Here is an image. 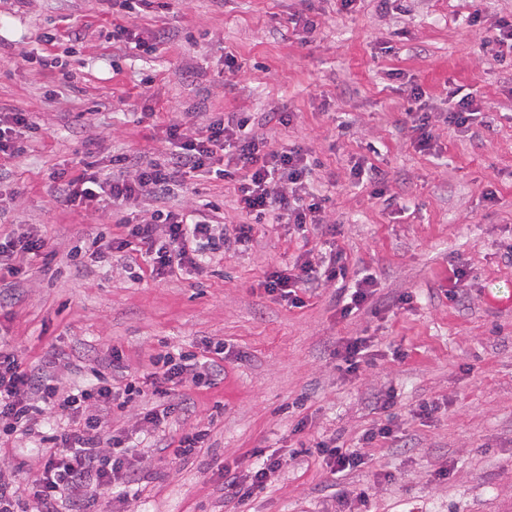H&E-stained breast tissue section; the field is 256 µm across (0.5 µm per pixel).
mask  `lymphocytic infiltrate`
<instances>
[{"label": "lymphocytic infiltrate", "instance_id": "f902f5d3", "mask_svg": "<svg viewBox=\"0 0 512 512\" xmlns=\"http://www.w3.org/2000/svg\"><path fill=\"white\" fill-rule=\"evenodd\" d=\"M248 113L230 118L214 117L202 129L192 130L182 123L166 126L165 135L175 149L162 161L138 163L134 175H123L126 157L113 158L111 173H101L93 152H86L81 175L55 172L59 200L70 209L93 210L103 203L124 207L146 199L164 200L183 182L186 174L212 171L222 162L221 176L239 178L235 207L250 216L277 215L288 223L304 225L323 221L326 197L310 190V165L302 147L281 151L266 150L265 143L249 136ZM39 127L26 112L0 113V157L14 158L25 153L37 139ZM125 235L118 239L92 240L84 254L98 262L112 253L130 248L159 276L175 268L195 266L196 244L201 239L216 240L222 246H247L252 227H226L210 223L201 209L175 211L157 209L147 219L125 221ZM46 248L37 233L0 236V277L17 276L23 266L41 256ZM346 267L336 252L317 261H304L296 273L274 270L267 273L266 291L291 298L293 287L309 286L321 280L345 277ZM203 379L213 376L208 362L189 360L172 365L162 376H150L141 383L114 386L107 379L89 386H74L60 393L46 385L43 377L23 368L15 353L0 349V435H29L44 411L66 412L69 429L43 436L41 473L32 495L13 482L0 479V512H27L28 499H36L43 512H57L60 502L93 503L98 492L126 484L132 461L141 450L137 441L108 432L116 401L131 394H163L165 385L181 383L184 374Z\"/></svg>", "mask_w": 512, "mask_h": 512}]
</instances>
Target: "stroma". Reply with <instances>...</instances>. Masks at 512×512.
I'll return each mask as SVG.
<instances>
[{"instance_id":"obj_1","label":"stroma","mask_w":512,"mask_h":512,"mask_svg":"<svg viewBox=\"0 0 512 512\" xmlns=\"http://www.w3.org/2000/svg\"><path fill=\"white\" fill-rule=\"evenodd\" d=\"M477 12L512 21V0H357L343 13L336 0H169L164 13L137 16L108 0H0V111L31 113L42 133L0 161V233L37 231L48 253L0 281V342L61 391L94 383L112 350L140 378L167 357L224 345L212 382L188 377L164 395L183 407L175 421L151 425L137 397L113 410V430L150 450L125 492L101 499L103 512H512V63L482 50L469 24ZM301 13L317 22L306 39L292 24ZM118 24L171 36L136 51L107 41ZM230 54L241 70H225ZM456 90L482 103L481 122L449 126ZM420 106L434 135L424 151L409 117ZM232 112L251 113L249 132L271 149L303 147L329 198L322 226L252 220L234 208L233 183L202 174L170 206H218L216 221L251 225L247 247L163 277L132 251L73 258L124 226L108 205L63 206L55 171L80 175L90 149L105 168L118 154L162 159L170 122L198 128ZM272 112L294 120L270 122ZM358 163L383 172L389 201L351 180ZM329 246L346 281L298 289L297 306L263 288L266 273ZM366 276L373 295L342 316L344 285ZM355 336L371 343L349 375L336 350ZM55 354L65 360L54 368ZM430 402L438 410L422 414ZM384 426L388 438L363 441ZM195 427L208 432L205 448L177 458ZM322 440L367 464L334 477ZM260 449L285 467L246 501L225 497L223 467L248 475ZM40 462L38 435L0 439L5 477L31 484ZM355 486L364 507L343 498Z\"/></svg>"}]
</instances>
